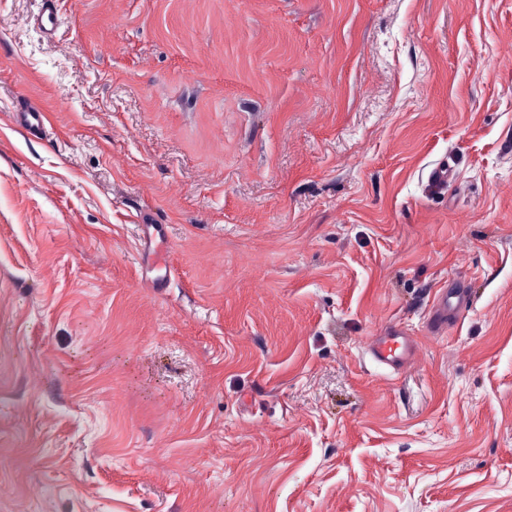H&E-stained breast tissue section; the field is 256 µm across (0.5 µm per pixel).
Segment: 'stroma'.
<instances>
[{"instance_id":"obj_1","label":"stroma","mask_w":512,"mask_h":512,"mask_svg":"<svg viewBox=\"0 0 512 512\" xmlns=\"http://www.w3.org/2000/svg\"><path fill=\"white\" fill-rule=\"evenodd\" d=\"M42 6L0 0V512H512V0ZM44 119L45 114L30 103H26L20 111L12 113L14 124L30 132H42ZM466 297L460 288L442 290L433 301L427 319V329L432 334L446 333L448 330V317H455L456 313L466 307ZM367 353L376 364L398 373L417 361L419 348L413 336H407L402 329L389 327L370 340Z\"/></svg>"}]
</instances>
